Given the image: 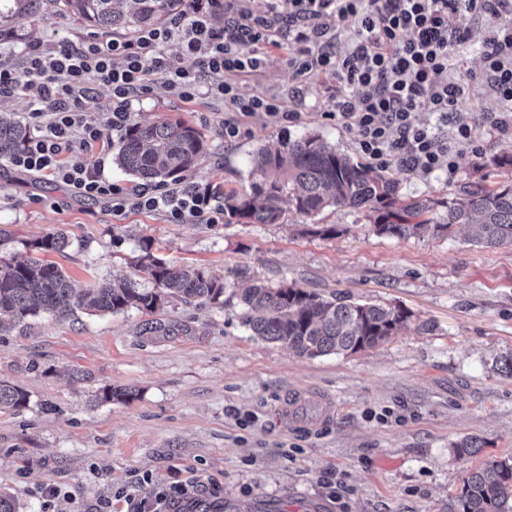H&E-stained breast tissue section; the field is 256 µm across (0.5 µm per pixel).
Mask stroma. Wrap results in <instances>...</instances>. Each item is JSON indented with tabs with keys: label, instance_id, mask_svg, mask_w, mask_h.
<instances>
[{
	"label": "stroma",
	"instance_id": "stroma-1",
	"mask_svg": "<svg viewBox=\"0 0 512 512\" xmlns=\"http://www.w3.org/2000/svg\"><path fill=\"white\" fill-rule=\"evenodd\" d=\"M455 77L464 94L454 121L474 123L499 100L480 78L492 18H464ZM27 41L53 45L87 35L54 13ZM290 49L237 80L277 95L287 123L258 115L224 139L222 102H185L162 77L133 103L132 121L180 120L206 152L184 182L216 198L250 186L252 156L272 139L320 135L360 160L358 132L328 117L339 88L320 74L296 75ZM455 175L424 176L390 164L405 197L495 186L494 160L512 139L479 131ZM39 202H31L30 194ZM63 230L60 252L36 243ZM220 278L217 301L165 297L151 314L130 309L62 317L42 313L0 332V382L23 388L28 407L0 410V488L23 512H132L140 502L191 484L176 512H448L467 470L512 459V247L484 248L462 236L377 235L363 212L329 208L313 217L285 209L277 224H172L163 212L113 215L71 197L52 177L21 186L0 159V257L62 267L76 289L128 276L150 287L144 254ZM294 286L327 298L399 305L409 319L395 336L353 354L300 357L253 336L239 296L252 285ZM177 334L142 333L146 320ZM133 399L100 403L107 387ZM475 435L470 458L453 445Z\"/></svg>",
	"mask_w": 512,
	"mask_h": 512
}]
</instances>
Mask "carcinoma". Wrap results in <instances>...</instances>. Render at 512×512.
<instances>
[{
    "label": "carcinoma",
    "instance_id": "1",
    "mask_svg": "<svg viewBox=\"0 0 512 512\" xmlns=\"http://www.w3.org/2000/svg\"><path fill=\"white\" fill-rule=\"evenodd\" d=\"M186 0H0V41L23 37L24 24L56 12L69 14L103 34L160 26L184 9ZM30 128L0 113V159L11 158L30 140ZM205 151L201 134L182 121L136 122L118 142L116 165L148 182H177ZM250 191L224 194V215L244 224H276L283 199L296 213L315 216L327 208L363 210L378 235L404 239L412 234L451 236L461 224L476 226L474 241L484 248L512 246V155L497 159L510 176L494 188L477 184L448 198H401L399 183L384 170L353 162L317 135L268 142L253 156ZM68 239L58 230L37 248L59 252ZM154 288L124 277L75 294L70 277L54 263L37 258L0 257V327L20 324L41 312L65 314L79 307L89 314L136 309L154 311L162 295L216 301L224 283L201 268L175 271L160 259L145 265ZM252 315L253 335L316 358L372 348L395 335L409 318L400 306L328 299L302 288L256 284L240 296ZM131 387L105 388L97 399L126 401ZM28 393L0 382V409L28 406ZM484 442L466 436L455 443L461 457L477 455ZM450 512H512V463L493 461L470 471Z\"/></svg>",
    "mask_w": 512,
    "mask_h": 512
}]
</instances>
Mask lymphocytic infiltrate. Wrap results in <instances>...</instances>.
<instances>
[{"label": "lymphocytic infiltrate", "mask_w": 512, "mask_h": 512, "mask_svg": "<svg viewBox=\"0 0 512 512\" xmlns=\"http://www.w3.org/2000/svg\"><path fill=\"white\" fill-rule=\"evenodd\" d=\"M472 13L495 20L484 40L482 80L504 109L483 114L477 124L454 125L451 143L441 144L416 112L427 107L442 121L453 112L462 94L450 78L455 46L463 37L461 20ZM328 17L354 20L348 53L327 44ZM174 39L180 52L171 55L165 47ZM290 43L297 51L288 63L297 74L319 72L341 85L329 115L357 129L358 150L372 165L394 162L424 175L443 166L452 171L460 149L474 147L479 127L512 138V0H189L187 11L133 36L32 43L22 68L0 63V103L23 95L44 129L11 166L28 177L52 175L75 197L103 203L116 215L162 211L174 224L223 223L224 208L214 204L210 188L124 186L90 173L77 156L106 133L127 128L132 103L149 93L153 74L183 101L222 100L231 112L224 121L229 139L257 114L275 123L294 120L276 96L247 93L234 80L261 66L264 48ZM187 57L195 69L184 66ZM100 86L111 91L112 107L95 122L87 114ZM350 87L359 100L347 95Z\"/></svg>", "instance_id": "obj_1"}]
</instances>
